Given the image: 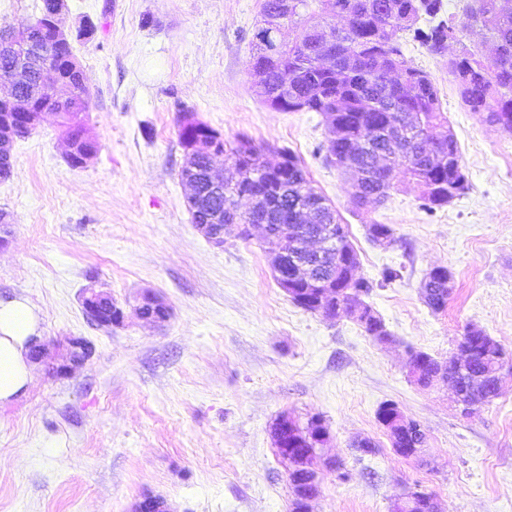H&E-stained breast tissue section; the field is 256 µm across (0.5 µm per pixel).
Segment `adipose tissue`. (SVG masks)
<instances>
[{"mask_svg":"<svg viewBox=\"0 0 512 512\" xmlns=\"http://www.w3.org/2000/svg\"><path fill=\"white\" fill-rule=\"evenodd\" d=\"M40 330V312L26 297H0V406L18 399L32 382L28 347Z\"/></svg>","mask_w":512,"mask_h":512,"instance_id":"ef3b65f1","label":"adipose tissue"}]
</instances>
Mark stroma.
Wrapping results in <instances>:
<instances>
[{"label":"stroma","instance_id":"1","mask_svg":"<svg viewBox=\"0 0 512 512\" xmlns=\"http://www.w3.org/2000/svg\"><path fill=\"white\" fill-rule=\"evenodd\" d=\"M262 3L68 0L65 31L93 27L71 45L91 93L78 119L99 150L71 167L52 112L17 141L0 181V295L39 309L50 359L65 357L70 336L94 354L65 378L37 363L25 395L0 407V512H133L146 494L173 512H288V465L271 435L283 414L320 416L328 432L311 512H392L412 491L434 494L440 512H512V376L471 416L446 382L408 377L411 352L453 359L470 326L512 352V134L462 105L447 57L404 40L405 58L439 89L468 187L428 212L398 176L385 205L357 209L349 177L324 160L323 116L273 110L251 79ZM184 112L227 141L300 159L348 226L391 343L351 316L294 304L260 231L220 248L202 236L180 179ZM375 222L392 227L393 245L370 241ZM437 266L452 292L435 313L420 284ZM388 268L398 278L383 281ZM90 284L123 309L121 325L87 321ZM146 290L168 306L165 322L135 313ZM387 401L426 431L427 465L394 453L377 419ZM362 439L376 452L356 449Z\"/></svg>","mask_w":512,"mask_h":512}]
</instances>
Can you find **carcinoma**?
<instances>
[{"label": "carcinoma", "mask_w": 512, "mask_h": 512, "mask_svg": "<svg viewBox=\"0 0 512 512\" xmlns=\"http://www.w3.org/2000/svg\"><path fill=\"white\" fill-rule=\"evenodd\" d=\"M442 9L443 0H293L286 23L295 37L282 45L279 60L295 75L286 89L279 86L276 65L266 58L263 46L255 43L254 66L262 70L268 95L265 102L278 111L330 115L339 137L326 141L325 158L352 176L353 192L376 194L381 204L390 198L396 170L416 183L421 207L430 212L450 202L448 188L458 193L466 188L459 146L455 135L448 133L439 90L427 73L409 64L398 43V33L408 31L431 54H443L451 24L438 19ZM466 11L474 14L501 52L486 58L469 49L461 57L448 59V75L469 111L512 133V11H503L501 0H470ZM335 16L345 19L339 32L328 26L327 19ZM423 20L427 22L424 28L420 26ZM326 27L336 36L338 53L355 60L354 65L336 72L334 79L312 67L322 39L319 29ZM210 137L226 158L245 156L225 178L224 196L216 203L224 209V221L236 212L238 223H251L247 212L239 210L242 193L282 197L290 209L313 194L321 205L307 230L323 231L341 223L328 200L315 194L300 160L290 150L279 149L288 165L274 179L265 170L271 148L244 137L230 144L213 130ZM447 280V275L431 270L422 281L424 301L435 312L448 299ZM324 288L344 311L350 295L366 297L373 285L365 279L350 282L338 265ZM459 346L472 352L469 371L456 379L469 404L465 414L470 416L496 398L485 373L495 370L497 342L481 329H468Z\"/></svg>", "instance_id": "1"}]
</instances>
